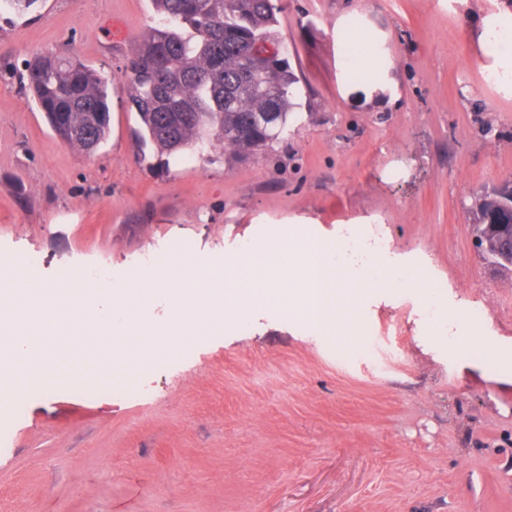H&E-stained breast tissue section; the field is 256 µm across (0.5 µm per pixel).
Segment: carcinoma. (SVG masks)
<instances>
[{"mask_svg": "<svg viewBox=\"0 0 512 512\" xmlns=\"http://www.w3.org/2000/svg\"><path fill=\"white\" fill-rule=\"evenodd\" d=\"M156 17L122 74L140 149L164 165L216 148L232 159L265 151L298 119V79L277 34L274 0H151ZM22 83L52 130L85 153L111 129L112 78L71 53L44 51ZM512 183L475 199L474 228L503 224Z\"/></svg>", "mask_w": 512, "mask_h": 512, "instance_id": "carcinoma-1", "label": "carcinoma"}]
</instances>
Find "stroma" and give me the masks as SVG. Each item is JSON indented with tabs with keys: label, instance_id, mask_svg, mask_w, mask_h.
Returning <instances> with one entry per match:
<instances>
[{
	"label": "stroma",
	"instance_id": "1",
	"mask_svg": "<svg viewBox=\"0 0 512 512\" xmlns=\"http://www.w3.org/2000/svg\"><path fill=\"white\" fill-rule=\"evenodd\" d=\"M506 0H282L278 34L302 119L243 161L139 160L137 116L112 92L107 142L63 144L18 82L65 49L112 79L152 25L150 0H39L0 13V253L38 276L105 264L127 278L176 240L216 261L243 240L380 225L388 264L423 275L455 327L406 288H378L359 347L269 305L192 341L147 395H31L0 464V512H512V271L472 234L481 192L512 181V94L489 82L481 17ZM130 32L112 44V22ZM386 65L360 86L336 34ZM0 261L8 263L17 271L20 281L35 283L39 280L33 277L34 272L42 265V258L35 253H26L24 255L2 256Z\"/></svg>",
	"mask_w": 512,
	"mask_h": 512
}]
</instances>
